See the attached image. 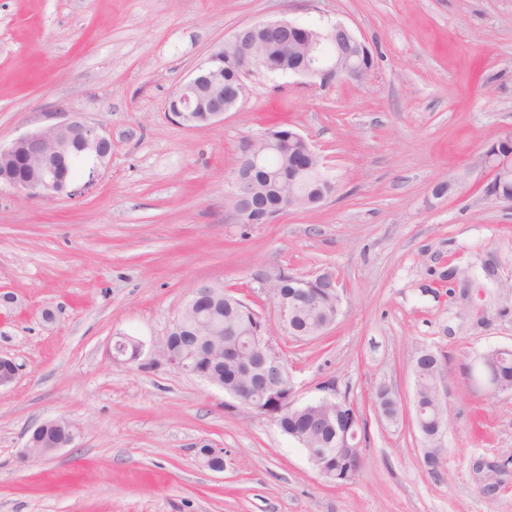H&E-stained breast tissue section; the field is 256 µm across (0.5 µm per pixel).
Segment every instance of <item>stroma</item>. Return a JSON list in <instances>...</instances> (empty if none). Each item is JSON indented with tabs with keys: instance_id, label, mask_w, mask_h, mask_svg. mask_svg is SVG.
Listing matches in <instances>:
<instances>
[{
	"instance_id": "obj_1",
	"label": "stroma",
	"mask_w": 512,
	"mask_h": 512,
	"mask_svg": "<svg viewBox=\"0 0 512 512\" xmlns=\"http://www.w3.org/2000/svg\"><path fill=\"white\" fill-rule=\"evenodd\" d=\"M336 21L372 49L363 80L325 86L254 71L223 120L186 127L169 95L239 27ZM77 115L112 161L70 193L0 192V512H512V392L473 373L512 347V204L476 167L512 128V0H0V143ZM307 137L336 185L309 210L224 221L247 141ZM455 185L437 196V184ZM331 268L335 323L299 341L256 280ZM264 317L300 403L328 388L367 423L364 463L341 486L223 388L155 358L195 284ZM143 347L111 357L119 336ZM437 354L447 432L429 467L413 424L412 359ZM402 405L378 415L379 387ZM73 444L21 451L48 420ZM223 451L209 469L202 447Z\"/></svg>"
}]
</instances>
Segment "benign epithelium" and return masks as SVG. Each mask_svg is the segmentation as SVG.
<instances>
[{
  "mask_svg": "<svg viewBox=\"0 0 512 512\" xmlns=\"http://www.w3.org/2000/svg\"><path fill=\"white\" fill-rule=\"evenodd\" d=\"M277 33L288 34V39L297 40L306 47L305 63L290 70L312 83L322 84L336 78L361 80L370 69L361 65L357 58L370 52L369 47L355 32L342 22L331 23L324 28H310L286 20L261 21L238 28L224 41L225 51L215 48L200 63L190 78L170 95L174 106H166L174 120L191 125V113L202 112L207 121L221 120L224 113L236 108L244 92L243 79L224 81V69L237 66L243 75L264 69L276 72V67H261L252 62L253 38L265 41ZM257 141L246 143L231 183V197L235 206L229 215L234 224H264L256 205L258 189L254 174L266 156V151L256 149ZM74 159L82 162L84 172L94 179L106 169L112 159V137L101 127L77 118H67L50 126L25 133L8 146H0V188L5 187L22 199L55 198L67 192L71 177L68 164ZM476 165L491 173L487 185L495 190L497 184L512 178V130L505 131L500 138L487 146L478 156ZM332 275L322 269L311 278H294L296 287L286 301H273L279 323H288L297 309L309 304L329 301L341 303L340 288L330 289L324 295L318 288L319 280ZM213 285L200 283L190 293L187 305L194 307L196 314L212 303ZM250 357L237 363L240 381L227 390L240 404L274 425H280L281 405L293 409L309 408L311 404L298 405L292 381L288 380V368L272 346L264 329L248 342ZM166 364L190 375L206 379L189 357L172 360ZM496 362L480 359L477 372L489 388L497 392L511 391L512 387L497 376ZM19 367L15 361L0 354V388L10 386L16 379ZM315 404L333 409L322 419V427L328 440L321 448H307V453L318 472L336 481L356 474L364 462L359 436L363 419L357 406L336 392L315 401ZM339 462L338 468L328 471L324 462L328 458Z\"/></svg>",
  "mask_w": 512,
  "mask_h": 512,
  "instance_id": "obj_1",
  "label": "benign epithelium"
}]
</instances>
